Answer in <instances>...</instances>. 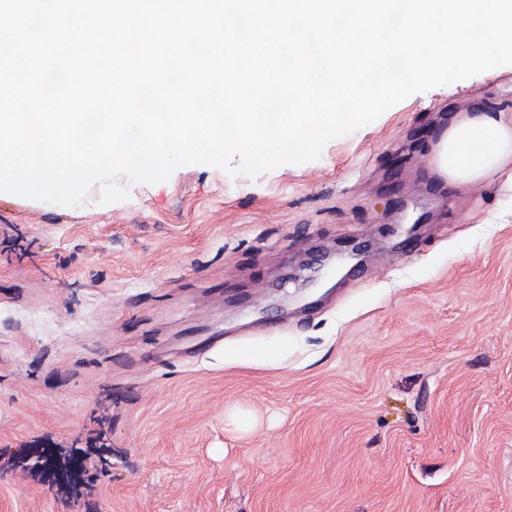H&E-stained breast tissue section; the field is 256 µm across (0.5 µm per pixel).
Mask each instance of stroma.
Instances as JSON below:
<instances>
[{"label":"stroma","mask_w":512,"mask_h":512,"mask_svg":"<svg viewBox=\"0 0 512 512\" xmlns=\"http://www.w3.org/2000/svg\"><path fill=\"white\" fill-rule=\"evenodd\" d=\"M477 104L512 65L254 180L0 194V512H512V189L429 163Z\"/></svg>","instance_id":"stroma-1"}]
</instances>
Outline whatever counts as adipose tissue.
Instances as JSON below:
<instances>
[{
  "label": "adipose tissue",
  "instance_id": "1",
  "mask_svg": "<svg viewBox=\"0 0 512 512\" xmlns=\"http://www.w3.org/2000/svg\"><path fill=\"white\" fill-rule=\"evenodd\" d=\"M435 171L473 186L512 164V113L477 109L456 117L432 150Z\"/></svg>",
  "mask_w": 512,
  "mask_h": 512
}]
</instances>
